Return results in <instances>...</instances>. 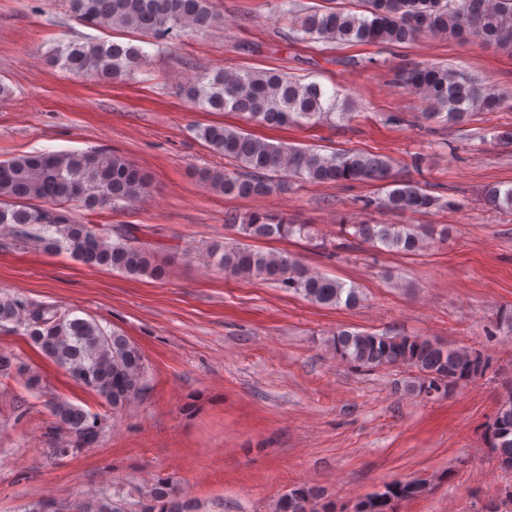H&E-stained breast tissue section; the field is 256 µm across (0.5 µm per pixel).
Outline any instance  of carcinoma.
Listing matches in <instances>:
<instances>
[{
	"mask_svg": "<svg viewBox=\"0 0 512 512\" xmlns=\"http://www.w3.org/2000/svg\"><path fill=\"white\" fill-rule=\"evenodd\" d=\"M68 4L75 18L130 36L126 41H58L46 51L49 65L96 83L130 77L145 68L151 47L204 32L220 21L211 0H68ZM298 31L315 41L359 45L404 44L428 33L475 40L512 54V0H363L360 14L310 10L301 17ZM395 81L429 103L423 116L432 122L461 123L475 112H494L502 104L499 95L446 65L404 66L396 72ZM181 92L202 110L236 112L249 124L269 128L312 126L334 114L342 122L353 118L348 94L317 83L302 84L276 72L220 69L197 75ZM195 133L207 148L231 162L230 170L202 173L226 195H269L288 187L292 179L310 184L350 181L379 183L386 189L383 198L364 200L366 209L421 213L457 207L455 201H444L420 183L400 177L392 161L377 154L351 150L324 154L222 123L197 126ZM151 184L147 172L108 150L45 151L1 160L0 241H25L48 254L66 253L91 267L160 279L165 267L137 236L139 228L116 231L107 225L85 224L75 216L77 210L122 209L146 196ZM483 201L496 209L512 210V184L488 186ZM225 228L246 239L311 237L310 225L268 213L243 218L230 213ZM342 231L372 247L417 255L448 240L449 228L360 220L343 225ZM203 257L232 277L274 281L314 304L355 307L361 301L357 288L309 271L288 253L264 252L242 242L215 243ZM3 323L22 330L32 346L114 410L127 406L147 388L138 347L94 319L0 291ZM330 344L336 357L357 368L402 365L412 369L417 376L409 390L425 397H443L449 387L479 376L485 368L476 352L451 349L418 336L342 329L333 334ZM12 367L26 375L27 388L39 387L37 375L12 355L0 352V372ZM53 413L58 423L56 454L66 455L97 441V417L67 401L55 402ZM490 441L499 467L512 471V393L496 412ZM428 490L421 479L391 482L358 499L352 512H395L398 503L419 498ZM140 512H199V506L177 492L168 479L159 478L147 491ZM275 512H336V502L312 488L295 486L278 499Z\"/></svg>",
	"mask_w": 512,
	"mask_h": 512,
	"instance_id": "carcinoma-1",
	"label": "carcinoma"
}]
</instances>
